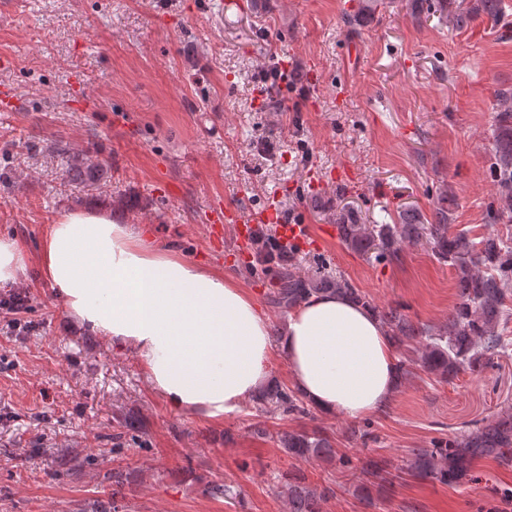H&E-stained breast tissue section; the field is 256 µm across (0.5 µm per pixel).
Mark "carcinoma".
Here are the masks:
<instances>
[{
  "label": "carcinoma",
  "mask_w": 512,
  "mask_h": 512,
  "mask_svg": "<svg viewBox=\"0 0 512 512\" xmlns=\"http://www.w3.org/2000/svg\"><path fill=\"white\" fill-rule=\"evenodd\" d=\"M61 157L62 180L89 188L110 178L106 160L89 150L74 152L62 142L50 145ZM494 163L491 169L497 187L499 207L491 212L494 221L512 222V95L499 100L493 129ZM448 194L435 206L426 222L413 209L398 212L391 224H364L352 208L336 213V229L342 242L378 264L399 259L406 246L428 245L436 259L449 266L455 275L457 302L448 322L439 326L414 322L404 307L382 309L375 305L348 278L321 262L313 272L301 274V250L280 247L276 238L261 245L250 266L255 276L271 271L278 263V287L268 296V303L282 315L316 294L346 295L369 307L401 354L400 378L418 368L444 382H451L464 372L480 373L512 355V340L502 336L499 325L509 317L505 298L512 292V244L494 233L476 242L467 232L449 231ZM269 415L288 417L297 427L277 434V442L290 458L304 461H336L346 467L351 460L340 455L333 437L321 428H311L304 420L312 417L311 407L295 391L274 385L254 399ZM492 458L501 465L512 463V408L506 407L485 424L453 437L437 438L428 448H414L404 463L410 475L422 480L454 485L474 471L476 463ZM373 478L382 486L398 470L386 458L366 463ZM288 501L289 512H321V504L332 494L327 485H311L295 474L282 477L279 487Z\"/></svg>",
  "instance_id": "1"
}]
</instances>
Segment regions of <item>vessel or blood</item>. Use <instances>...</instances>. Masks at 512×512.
<instances>
[{
  "label": "vessel or blood",
  "instance_id": "obj_1",
  "mask_svg": "<svg viewBox=\"0 0 512 512\" xmlns=\"http://www.w3.org/2000/svg\"><path fill=\"white\" fill-rule=\"evenodd\" d=\"M234 242L243 255H250L251 247L257 237L260 226L272 227L276 237L284 244L306 245L311 241L313 231L306 224L288 223L277 204L270 203L254 212L251 216H233Z\"/></svg>",
  "mask_w": 512,
  "mask_h": 512
}]
</instances>
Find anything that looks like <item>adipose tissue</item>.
<instances>
[{
    "label": "adipose tissue",
    "instance_id": "adipose-tissue-1",
    "mask_svg": "<svg viewBox=\"0 0 512 512\" xmlns=\"http://www.w3.org/2000/svg\"><path fill=\"white\" fill-rule=\"evenodd\" d=\"M27 267L25 245L0 237V288L21 285ZM40 269L71 330L134 349L172 410L210 420L238 413L268 384L276 356L293 388L327 415L377 413L395 392V346L360 303L311 296L273 333L237 280L152 246L104 207L73 208L48 225Z\"/></svg>",
    "mask_w": 512,
    "mask_h": 512
}]
</instances>
